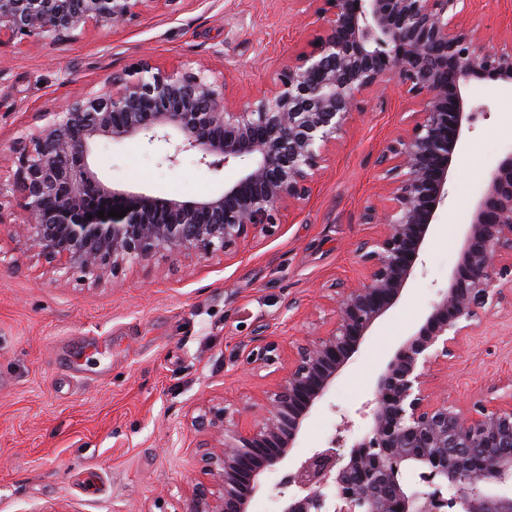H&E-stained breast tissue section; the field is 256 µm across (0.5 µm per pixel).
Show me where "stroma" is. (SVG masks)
Listing matches in <instances>:
<instances>
[{"label":"stroma","instance_id":"obj_1","mask_svg":"<svg viewBox=\"0 0 512 512\" xmlns=\"http://www.w3.org/2000/svg\"><path fill=\"white\" fill-rule=\"evenodd\" d=\"M470 18L497 44L512 37V0H470ZM321 31L295 0H174L151 5L120 32L92 28L75 42L0 45V174L17 168L20 133L42 115L147 60L169 69L207 65L242 102L268 87L288 57ZM479 113L456 154L448 204L423 264L399 304L307 419L295 452L353 444L367 423L356 411L395 351L447 287L471 206L500 159L512 152V93L484 80L472 89ZM416 104L396 84L369 93L346 134L329 145L309 198L286 212L275 234L251 239L227 258L160 253L93 283L30 252L21 198L0 226V512H177L202 477L203 451L191 425L199 408L258 402L280 365L248 364L267 343L288 354L330 317L328 289L366 274L355 248L377 230L361 220L383 195L380 157ZM95 164L108 182L161 197L195 200L237 179L195 154L177 165L137 140L101 141ZM502 300L481 309L453 355L431 378L435 401L464 414L512 407V278ZM353 422L340 434L342 420Z\"/></svg>","mask_w":512,"mask_h":512}]
</instances>
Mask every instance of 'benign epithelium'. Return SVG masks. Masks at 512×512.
Masks as SVG:
<instances>
[{
	"label": "benign epithelium",
	"mask_w": 512,
	"mask_h": 512,
	"mask_svg": "<svg viewBox=\"0 0 512 512\" xmlns=\"http://www.w3.org/2000/svg\"><path fill=\"white\" fill-rule=\"evenodd\" d=\"M160 0H0V43L78 40L89 28L124 29ZM322 34L288 59L273 83L242 104L204 65L160 69L145 61L98 90L74 95L19 137L17 169L0 178L3 201L19 193L29 250L65 273L99 282L166 251L227 256L248 239L275 234L281 212L299 206L364 94L394 80L419 109L383 151L391 205H367L380 233L359 242L367 270L357 284L332 285L333 317L307 336L259 415L239 428L240 409L200 410L203 474L178 512H249L266 473L295 463L305 421L373 328L401 300L448 199L453 159L478 108L466 89L491 79L512 88V38L486 42L465 22L462 0H317ZM143 137L174 166L193 152L210 169L244 163L222 192L195 201L161 198L103 182L91 165L103 140ZM126 211L122 218L111 210ZM106 213L100 218L97 212ZM512 253V153L490 174L476 202L448 288L378 375L358 414L369 429L348 453H314L278 486L281 512H512V408L480 406L465 416L435 402L429 376L453 353ZM247 363H276L275 347ZM418 472L413 487L405 474ZM453 489L451 496L444 489Z\"/></svg>",
	"instance_id": "obj_1"
}]
</instances>
